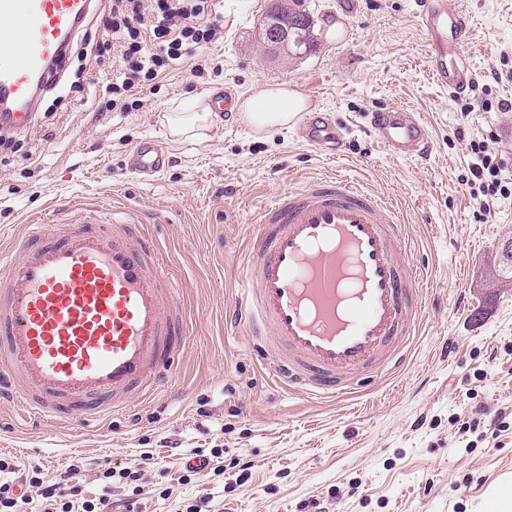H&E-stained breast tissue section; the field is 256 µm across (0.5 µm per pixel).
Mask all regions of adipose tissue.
<instances>
[{"mask_svg":"<svg viewBox=\"0 0 512 512\" xmlns=\"http://www.w3.org/2000/svg\"><path fill=\"white\" fill-rule=\"evenodd\" d=\"M307 108V98L288 82L257 86L236 102L239 118L259 134L295 125Z\"/></svg>","mask_w":512,"mask_h":512,"instance_id":"ef3b65f1","label":"adipose tissue"}]
</instances>
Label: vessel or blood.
<instances>
[{
    "label": "vessel or blood",
    "mask_w": 512,
    "mask_h": 512,
    "mask_svg": "<svg viewBox=\"0 0 512 512\" xmlns=\"http://www.w3.org/2000/svg\"><path fill=\"white\" fill-rule=\"evenodd\" d=\"M93 0H0V125L21 129L31 98L61 64L63 48ZM428 68L449 92L473 77L460 53L469 19L448 0H416ZM315 150L339 144L338 124L308 114ZM370 127L389 154H427L419 113L375 110ZM168 163L156 140L138 143L132 172ZM387 199L347 177L317 179L265 205L240 268L243 299L227 325L255 339L281 388L309 399L346 400L361 380L405 363L422 312V277ZM187 327L176 282L134 215L103 222L74 212L66 223L25 224L0 246V400L59 422L123 412L140 395L168 389L173 353Z\"/></svg>",
    "instance_id": "b4317fda"
}]
</instances>
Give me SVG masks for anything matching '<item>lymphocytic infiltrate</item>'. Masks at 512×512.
<instances>
[{
    "instance_id": "f902f5d3",
    "label": "lymphocytic infiltrate",
    "mask_w": 512,
    "mask_h": 512,
    "mask_svg": "<svg viewBox=\"0 0 512 512\" xmlns=\"http://www.w3.org/2000/svg\"><path fill=\"white\" fill-rule=\"evenodd\" d=\"M224 38V20L213 0H112L109 12L96 17L81 43L98 67L111 70L112 81L102 88L105 106L113 112H128L137 95L153 90L170 71L190 67L197 49ZM474 160L469 187L478 188L482 208H490L502 190L501 163L486 141L471 144ZM149 454L118 468L97 471L101 496L89 498L78 482L79 466H68L54 479L42 477L39 466L0 458V512H20L30 496H37L41 512H129L130 501L111 495L113 480L132 484L141 481Z\"/></svg>"
}]
</instances>
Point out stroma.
<instances>
[{"label": "stroma", "mask_w": 512, "mask_h": 512, "mask_svg": "<svg viewBox=\"0 0 512 512\" xmlns=\"http://www.w3.org/2000/svg\"><path fill=\"white\" fill-rule=\"evenodd\" d=\"M224 40L207 50L204 76L171 73L133 112L53 111L52 136L27 128L0 165V240L60 209L131 210L149 218L160 255L180 285L188 325L170 393L134 399L95 425H59L0 404V457L39 465L52 478L81 458L116 466L142 453L139 486L116 481L134 512H183L211 497L214 512H480L488 488L512 476V285L489 287L498 247L512 238V0H448L469 18L463 47L475 75L501 82L451 94L432 80L414 0H305L317 46L303 58L264 45L272 0H215ZM290 82L343 132L337 155L314 151L302 125L258 134L237 115H199L201 139L172 142L166 116L233 88ZM485 103L464 113L465 100ZM394 104L428 121L429 154L390 155L369 131L370 112ZM159 139L170 162L140 177L131 149ZM491 139L508 196L490 213L467 186L470 143ZM340 174L392 201L408 227L412 261L425 268L421 330L402 370L346 401L316 402L276 388L242 332L225 328L246 237L279 193ZM223 448L207 480L182 460ZM244 459L249 472L233 468Z\"/></svg>", "instance_id": "obj_1"}]
</instances>
